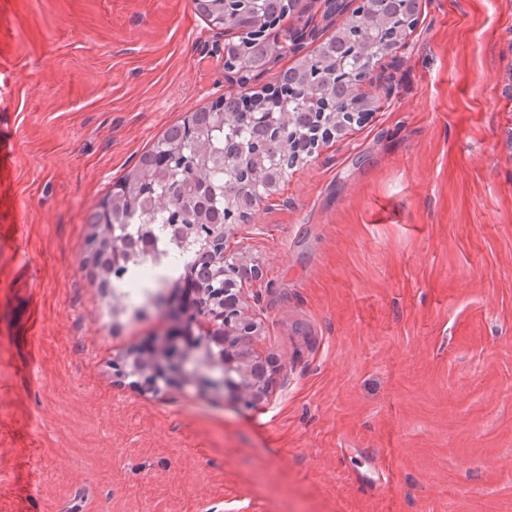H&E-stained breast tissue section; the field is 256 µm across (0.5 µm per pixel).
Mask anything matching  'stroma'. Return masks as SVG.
I'll return each mask as SVG.
<instances>
[{"label":"stroma","instance_id":"stroma-1","mask_svg":"<svg viewBox=\"0 0 512 512\" xmlns=\"http://www.w3.org/2000/svg\"><path fill=\"white\" fill-rule=\"evenodd\" d=\"M192 0H0V512H512V0H420L391 97L230 241L271 401L120 375L167 316L85 218L224 75Z\"/></svg>","mask_w":512,"mask_h":512}]
</instances>
